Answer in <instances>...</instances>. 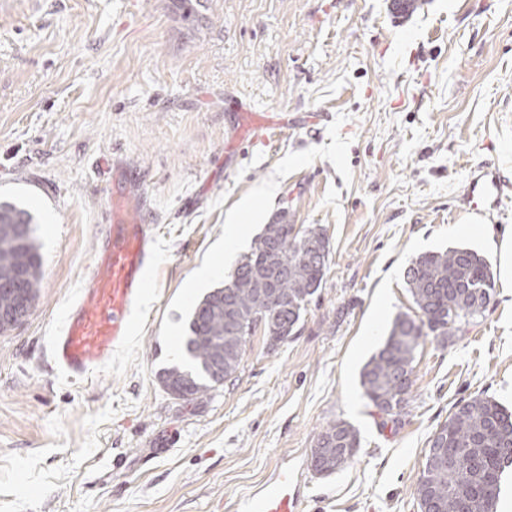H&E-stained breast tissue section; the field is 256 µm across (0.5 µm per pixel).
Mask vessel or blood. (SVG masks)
Segmentation results:
<instances>
[{"mask_svg": "<svg viewBox=\"0 0 512 512\" xmlns=\"http://www.w3.org/2000/svg\"><path fill=\"white\" fill-rule=\"evenodd\" d=\"M113 177L119 190L109 202V222L96 238L93 269L50 342L54 365L74 378L99 368L127 345L134 309L156 260L151 225L128 210L129 199L140 192L137 178L126 168L115 170ZM466 199L467 229L476 233L481 224L502 222L512 183L497 170L483 171L470 178ZM305 503L294 471L284 464L262 494L245 501L248 512H303Z\"/></svg>", "mask_w": 512, "mask_h": 512, "instance_id": "obj_1", "label": "vessel or blood"}]
</instances>
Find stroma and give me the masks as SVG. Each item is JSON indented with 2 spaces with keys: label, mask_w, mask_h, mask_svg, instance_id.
<instances>
[{
  "label": "stroma",
  "mask_w": 512,
  "mask_h": 512,
  "mask_svg": "<svg viewBox=\"0 0 512 512\" xmlns=\"http://www.w3.org/2000/svg\"><path fill=\"white\" fill-rule=\"evenodd\" d=\"M288 112L270 142L233 139L244 113ZM134 168L156 264L126 350L80 380L49 357L94 261L112 167ZM512 181V0H0V198L37 222L33 311L0 332V512H229L294 469L305 512H418L413 485L452 407L512 412V288L464 334L421 341L408 404L383 423L360 373L413 310L419 254L467 246L466 187ZM329 240L322 286L296 336L248 343L237 376L195 400L169 395L197 271L217 247L241 258L262 222L241 210L267 184ZM249 223L229 239L231 216ZM344 421L353 462L311 470L317 435Z\"/></svg>",
  "instance_id": "1"
}]
</instances>
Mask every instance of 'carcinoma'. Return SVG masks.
Segmentation results:
<instances>
[{"instance_id": "1", "label": "carcinoma", "mask_w": 512, "mask_h": 512, "mask_svg": "<svg viewBox=\"0 0 512 512\" xmlns=\"http://www.w3.org/2000/svg\"><path fill=\"white\" fill-rule=\"evenodd\" d=\"M33 215L20 204L0 201V310H13L8 287L19 271L29 305L38 298L42 257ZM329 242L322 229L303 231L279 212L264 225L251 252L235 266L224 286V306L217 290L193 307L183 341V363L161 369L159 380L177 399L193 400L217 389L212 364H224V380L235 377L250 337L259 328L270 345L297 334L306 306L321 287ZM406 285L416 315H398L388 336L361 372L369 402L384 416L401 413L412 386L413 362L425 336L445 339L465 331L482 315L495 293V275L476 250L460 246L427 252L413 259ZM359 448L355 428L338 421L317 436L310 467L330 474L350 464ZM512 465V413L488 397H474L454 407L429 440L422 471L414 484L418 507L426 512H497L502 476Z\"/></svg>"}]
</instances>
